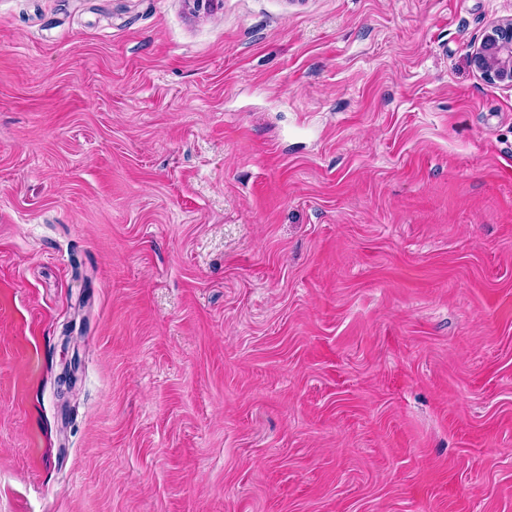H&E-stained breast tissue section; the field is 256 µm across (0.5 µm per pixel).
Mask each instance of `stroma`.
I'll list each match as a JSON object with an SVG mask.
<instances>
[{"mask_svg":"<svg viewBox=\"0 0 512 512\" xmlns=\"http://www.w3.org/2000/svg\"><path fill=\"white\" fill-rule=\"evenodd\" d=\"M512 0H0V512H512ZM471 60L488 81L512 85V19L492 23L474 47Z\"/></svg>","mask_w":512,"mask_h":512,"instance_id":"1","label":"stroma"}]
</instances>
